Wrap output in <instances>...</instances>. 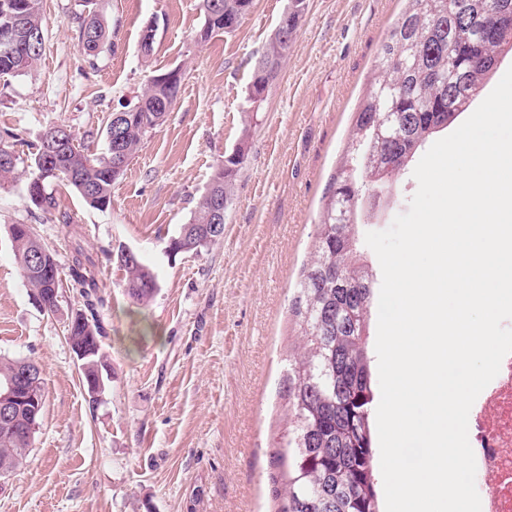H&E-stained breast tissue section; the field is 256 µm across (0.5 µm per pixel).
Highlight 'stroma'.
Instances as JSON below:
<instances>
[{
	"label": "stroma",
	"mask_w": 512,
	"mask_h": 512,
	"mask_svg": "<svg viewBox=\"0 0 512 512\" xmlns=\"http://www.w3.org/2000/svg\"><path fill=\"white\" fill-rule=\"evenodd\" d=\"M290 0H253L231 34L202 42V0H96L110 36L83 53L80 0H43L45 41L36 66L0 75V135L32 152L42 131L68 126L88 153L105 148L113 112L134 105L149 75L181 68L180 93L112 186L108 208L51 184L78 224L106 302L98 309L108 378L90 404L67 339L84 303L61 290L47 314L15 260L13 224L33 225L61 273L73 245L55 214L36 209L25 180L0 186V357L43 368L46 403L27 463L0 478V512H275L270 461L288 417L281 391L298 327L292 292L354 134L381 46L404 0H305L295 42L260 106L252 69ZM156 19L151 56L140 49ZM224 236L197 254H172L219 160L238 147ZM412 170L371 228L408 209ZM138 253L158 290L133 304L113 255Z\"/></svg>",
	"instance_id": "obj_1"
}]
</instances>
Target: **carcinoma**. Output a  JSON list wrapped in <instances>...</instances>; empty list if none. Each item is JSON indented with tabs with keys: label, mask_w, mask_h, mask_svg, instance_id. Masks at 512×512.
I'll use <instances>...</instances> for the list:
<instances>
[{
	"label": "carcinoma",
	"mask_w": 512,
	"mask_h": 512,
	"mask_svg": "<svg viewBox=\"0 0 512 512\" xmlns=\"http://www.w3.org/2000/svg\"><path fill=\"white\" fill-rule=\"evenodd\" d=\"M12 2L0 0V40L11 39L17 47L9 54L0 52V75L18 76L37 64L43 49L27 42L26 32L45 29L41 0H25L20 29L12 23ZM82 2L79 43L90 54L108 39L109 31L94 0ZM210 2L202 3V42L226 33L229 21L243 19L252 5V0H219L223 14L212 19ZM406 2L408 8L381 46L377 75L356 112L354 138L330 183L313 252L292 299L299 336L288 354L283 390L288 430L270 474L276 512H380L370 425L376 405L369 355L374 269L362 248L359 226L370 223L380 202L392 199L393 177L433 134L468 109L493 71L491 61L502 47L512 46V25L499 22L500 11H512V0ZM275 79L255 64L250 101L263 98ZM179 92L178 85L148 79L137 106L121 118L120 143L112 144L114 122L107 123L106 151L99 157L85 153L64 124L45 129L36 151L25 159L14 145L0 142V155L12 157L0 162V185L20 175L29 184L42 181L35 207L48 213L59 207L47 192L51 182L71 186L93 208H107L112 183L123 174L112 168V158L128 166L146 136L163 123ZM245 155L241 145L216 164L196 211L172 240L173 253H198L218 240L211 232L215 198L224 197V208H229ZM10 235L32 294L40 296L46 312H56L61 275L53 255L30 224L12 225ZM75 252L70 285L84 299L85 310L71 316L68 340L72 349L84 352L81 371L95 402L104 384L103 328L96 316L104 298L91 259L79 247ZM116 261L125 271L126 295L136 303L150 300L158 288L152 270L124 250L117 252ZM30 370L36 375L25 384L28 400L12 417L0 415V476L27 462L46 400L36 361L0 359L2 391Z\"/></svg>",
	"instance_id": "carcinoma-1"
}]
</instances>
